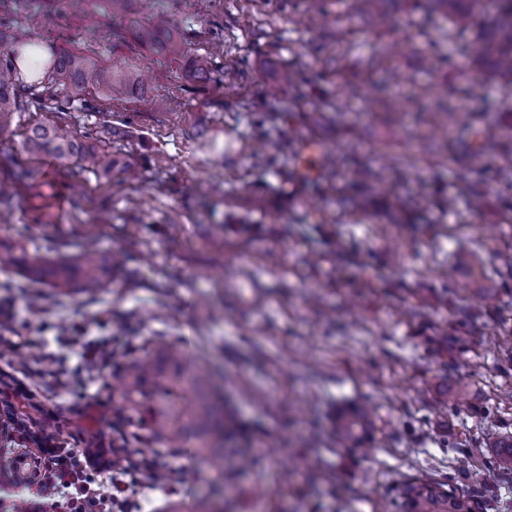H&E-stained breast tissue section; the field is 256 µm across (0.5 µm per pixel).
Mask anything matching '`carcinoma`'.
<instances>
[{
	"instance_id": "1",
	"label": "carcinoma",
	"mask_w": 512,
	"mask_h": 512,
	"mask_svg": "<svg viewBox=\"0 0 512 512\" xmlns=\"http://www.w3.org/2000/svg\"><path fill=\"white\" fill-rule=\"evenodd\" d=\"M401 0H351V9L359 15L384 18L387 3ZM446 15L451 23L448 38L458 29L473 24L470 0H425ZM499 8L489 25L470 48L459 50L463 64L482 69L492 65L497 77L512 81V0H497ZM131 40L170 62H186L187 50L177 27L167 19L142 22L130 20ZM9 54L0 55V131L8 129L14 114L23 111L22 98L44 101L57 112L69 110L74 101L90 87L114 96L136 98L143 83L131 72L98 65L69 50L60 52L47 76L43 89L37 91L18 82L12 66L5 63ZM116 131L107 126L103 135L78 136L66 122L51 121L30 127L24 137L25 150L36 156H49L62 165L92 169L106 177L118 169L134 176L132 165L106 151V141ZM343 154L336 145L327 150V171L323 182L328 196L339 192L336 187V161ZM115 260L85 250L74 260L46 262L12 248L0 250V271L20 269L36 278H47L53 285L69 291L78 288L86 294L100 292L112 280ZM129 421L149 440H160L174 450L190 449L201 455L211 467L224 471V448L218 438L223 431L224 415L213 395L212 376L206 366L190 352L165 339H156L141 357L128 361L117 375ZM368 427L366 414L356 413L341 419L336 433L345 445H358ZM492 451L498 467L512 473V435L487 436L471 454ZM400 512H472L469 503L458 498L447 483L423 481L406 484L400 495Z\"/></svg>"
}]
</instances>
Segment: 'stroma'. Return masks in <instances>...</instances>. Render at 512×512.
<instances>
[{"instance_id":"obj_1","label":"stroma","mask_w":512,"mask_h":512,"mask_svg":"<svg viewBox=\"0 0 512 512\" xmlns=\"http://www.w3.org/2000/svg\"><path fill=\"white\" fill-rule=\"evenodd\" d=\"M304 7L136 0L141 19L170 18L207 58L209 78L196 81L120 43L126 21L105 0L79 13L0 0V30L117 64L147 87L140 100L90 92L67 114L80 135L124 131L112 152L137 167L132 182L25 152L27 127L52 118L37 103L0 134V184L13 187L0 199V247L48 261L91 245L123 257L94 295L0 272V305L11 311L0 334L19 343L0 372L14 376L20 411L58 413L45 440L80 451L84 437L127 430L112 377L149 340L188 346L217 371L227 445L250 467L228 459L219 475L196 454L158 447L174 477L144 491V512L180 499L219 512H398L414 478L449 483L479 512H512V476L492 454L458 465L486 433L512 435V193L498 177L512 144L475 159L464 137L447 161L446 138L418 108L444 97L477 110L487 131L512 122V85L456 57L494 6L475 0L473 25L453 33L419 0L381 24L328 0L317 28ZM338 28L347 42L333 41ZM283 68L327 79L282 93ZM266 112L272 122L259 124ZM347 138L361 143L358 159L397 170L357 218L311 174ZM466 179L479 200L459 195ZM107 341L114 357L103 369L82 359ZM447 394L458 410L441 407ZM346 408L369 412L362 447L336 435Z\"/></svg>"}]
</instances>
